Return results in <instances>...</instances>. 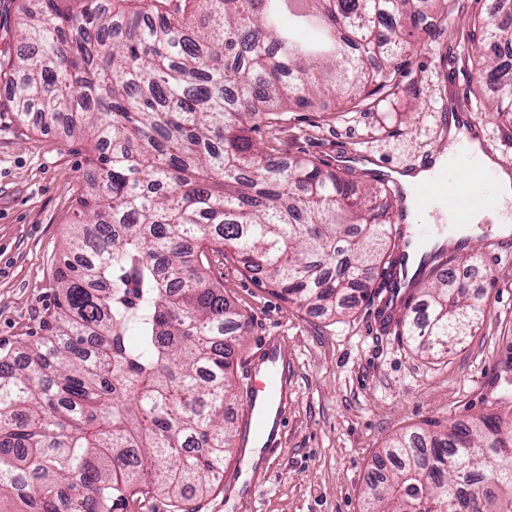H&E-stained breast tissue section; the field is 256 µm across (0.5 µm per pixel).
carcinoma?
I'll return each instance as SVG.
<instances>
[{"label":"carcinoma","mask_w":512,"mask_h":512,"mask_svg":"<svg viewBox=\"0 0 512 512\" xmlns=\"http://www.w3.org/2000/svg\"><path fill=\"white\" fill-rule=\"evenodd\" d=\"M449 0H43L23 10L8 108L42 131L64 118L94 147L59 302L46 334L0 357L4 512H126L152 491L176 503L224 481L247 385L231 357L245 316L205 277L212 246L261 271L283 300L340 316L395 284L393 181L368 183L272 141L332 97L386 101ZM474 23L486 106L512 128V0ZM475 255L433 258L406 311L384 324L446 354L486 314L458 275ZM377 287L370 288L371 283ZM512 406L395 438L366 512H512Z\"/></svg>","instance_id":"carcinoma-1"}]
</instances>
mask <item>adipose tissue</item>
Instances as JSON below:
<instances>
[{
	"label": "adipose tissue",
	"mask_w": 512,
	"mask_h": 512,
	"mask_svg": "<svg viewBox=\"0 0 512 512\" xmlns=\"http://www.w3.org/2000/svg\"><path fill=\"white\" fill-rule=\"evenodd\" d=\"M464 129L465 125L460 118H451L448 129V145L438 156L433 167L397 173L396 178L403 188L408 190L433 180L439 168L446 166L453 157L457 148V140ZM472 152L477 167L487 171L492 180V194L488 205L474 209L468 230L473 233L476 232L478 225L489 223L492 224L493 231L497 235L502 237L511 235L512 218L507 215V206L512 203V173L485 153L480 143H473Z\"/></svg>",
	"instance_id": "adipose-tissue-1"
}]
</instances>
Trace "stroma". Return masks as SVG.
Segmentation results:
<instances>
[{"instance_id":"stroma-1","label":"stroma","mask_w":512,"mask_h":512,"mask_svg":"<svg viewBox=\"0 0 512 512\" xmlns=\"http://www.w3.org/2000/svg\"><path fill=\"white\" fill-rule=\"evenodd\" d=\"M496 0H450L433 46L414 55L384 107L340 115L305 111L278 134V156L310 155L330 166L358 153L355 173L376 165L394 172L423 165L445 143L448 106L464 100L484 149L512 165V140L496 113L478 110L486 92L474 62L461 54L473 17ZM89 142L64 128L41 133L0 112V348L42 335L56 313V272L68 252L79 200L89 194ZM473 291L487 314L461 346L425 356L405 339L376 330L363 300L333 320L274 294L261 275L211 253L206 277L249 321L234 373L249 371L270 336L283 337L292 390L280 447L265 448L267 470L250 499L241 488L250 461L232 454L224 483L198 500V512H363L372 472L390 469L385 448L396 435L470 422L512 390V243L485 250Z\"/></svg>"}]
</instances>
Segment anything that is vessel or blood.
Returning <instances> with one entry per match:
<instances>
[{
	"instance_id": "1",
	"label": "vessel or blood",
	"mask_w": 512,
	"mask_h": 512,
	"mask_svg": "<svg viewBox=\"0 0 512 512\" xmlns=\"http://www.w3.org/2000/svg\"><path fill=\"white\" fill-rule=\"evenodd\" d=\"M481 172L473 164L469 139L458 141L454 162L444 168L428 184L415 186L413 198L420 212L430 213L439 205L447 207V223L411 224L406 207H399L400 268L403 274L419 270L425 257L437 246L448 249L464 244V237L454 235V228L467 224L473 209L481 203L471 183ZM268 365L253 383L246 404L248 422L246 440L252 445L277 447L281 421L288 400V358L279 347L270 346L266 352Z\"/></svg>"
}]
</instances>
